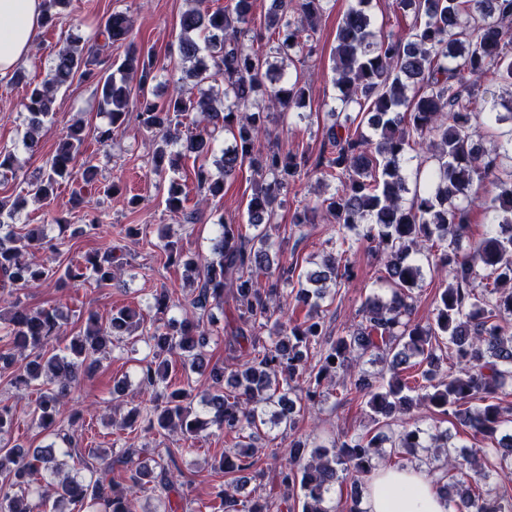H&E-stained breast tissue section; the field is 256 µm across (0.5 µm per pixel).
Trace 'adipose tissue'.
<instances>
[{
  "label": "adipose tissue",
  "mask_w": 512,
  "mask_h": 512,
  "mask_svg": "<svg viewBox=\"0 0 512 512\" xmlns=\"http://www.w3.org/2000/svg\"><path fill=\"white\" fill-rule=\"evenodd\" d=\"M44 15L43 0H0V78L27 59ZM365 512H447L448 506L421 473L381 467L368 482Z\"/></svg>",
  "instance_id": "obj_1"
}]
</instances>
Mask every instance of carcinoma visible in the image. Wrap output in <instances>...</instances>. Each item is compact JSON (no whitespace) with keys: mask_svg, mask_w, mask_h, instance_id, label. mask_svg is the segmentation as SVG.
I'll use <instances>...</instances> for the list:
<instances>
[{"mask_svg":"<svg viewBox=\"0 0 512 512\" xmlns=\"http://www.w3.org/2000/svg\"><path fill=\"white\" fill-rule=\"evenodd\" d=\"M324 2L271 0L267 7L262 0H234L214 10L185 11L179 19V54L193 62L189 74L197 83H224L219 105L212 96L192 91L160 104L148 96L156 72L151 51L131 43L116 70L108 72L99 68L98 44L87 45L79 37L57 51L45 77L30 90L24 143L32 151L38 147L33 131L52 115L54 92L77 78L94 85L98 109L108 116L96 133L101 144L112 142L133 115L152 134V172L176 171L191 156L195 189L205 197L223 196L224 180L245 165L262 183L247 204V225L257 233L247 234V225L216 224V258L203 271L183 259L180 240L164 242L166 263L183 265L188 274L198 275V284L185 302L166 288L156 292L149 327L126 307L112 310L105 322L91 312L83 332L70 337L64 353H54L49 345L60 339L62 314L30 309L14 297L9 315L0 316V336L12 352L0 360L10 364L18 355L26 360L24 373L14 378L16 388L39 380L46 385L32 416L63 447L0 448V512H135L132 492L147 485L157 497L155 512H178L185 490L173 468L186 449L167 448L149 465L131 444L122 445L114 458L98 448H78L63 429L64 421L81 417L73 390L96 371L114 338L137 332L150 346L136 372L146 399L112 419V426L119 434L162 438L178 431L189 447L210 428L234 436L235 451L212 464L213 473L224 477L213 492V512H296L298 505L301 512H362L363 486L380 464L399 467L401 459L431 448L429 473L454 512H512V495L489 482L490 472L512 470V404L504 400L505 387L512 384V332L506 329L512 320V174L502 170L503 160H512V128L493 140L474 132L477 123L512 124V104L497 110L493 89L512 85V0H396L400 10L413 13L406 36L375 30L366 10L370 0H356L337 31L334 86L341 110L356 109L365 121H334L314 160L279 146L261 150L257 142L267 132L269 109L305 107L307 87L285 77L283 62L311 50L309 31L321 18ZM70 3L44 0V24L62 22ZM259 8L264 29L276 35L270 53L280 59L267 72V58L244 43L248 18ZM130 31L128 17L115 13L97 36L110 47L125 43ZM135 76L140 98L132 109L130 79ZM192 114L199 117L195 132L186 138L184 151L174 153L171 146L181 140L183 119ZM84 131L80 120L67 129L28 195L45 200L75 178L107 196L117 191L115 184L100 181L97 165L76 166ZM221 131L232 141L215 172L206 158ZM415 136L416 145L426 143L431 151L432 167L425 174L415 163L418 156L407 155ZM313 174L336 182V191L296 210L292 223L300 227L323 218L336 225V239L334 252L320 265L298 274L271 258L272 242L259 228L273 223L281 192ZM475 184L489 187L491 197L484 201L488 227L464 252L471 206L466 191ZM186 201L180 184L171 182L166 209L181 213ZM24 203L20 197L0 199V288L9 297L55 275L25 259L39 234L17 232L10 224ZM357 228L376 243L390 294L367 298L361 321L334 337L320 311L329 285L354 276L346 255L352 249L348 232ZM106 230L98 212L88 214L73 234ZM123 265V254L109 247L68 264L57 283L92 277L106 285ZM426 268L448 275L449 281L439 289L432 317L422 322L414 310ZM294 279L299 288L287 310L280 305L281 285ZM226 305L232 308L227 324L207 317L213 307ZM175 308L186 312L178 323L165 319ZM299 308L305 310L302 317ZM225 334L229 356L237 360L230 370L211 362L206 352ZM367 355L386 365L388 374L366 373L361 362ZM450 358L462 365L460 373L444 369ZM178 372L199 375L206 389L196 398L173 387L168 379ZM335 378L342 395L363 402L372 427L344 432L328 445L314 444L295 429L305 412L322 405L325 384ZM418 404L497 446L457 452L448 446V431L436 422L386 432ZM269 422L283 427L288 448L271 453L279 461L273 491L264 498L245 496L242 473L265 476L254 440L255 430ZM15 423L13 406L0 401V436ZM77 454L87 474L59 476ZM42 470L50 480L32 487ZM344 486L349 492L336 495V488Z\"/></svg>","mask_w":512,"mask_h":512,"instance_id":"obj_1","label":"carcinoma"}]
</instances>
